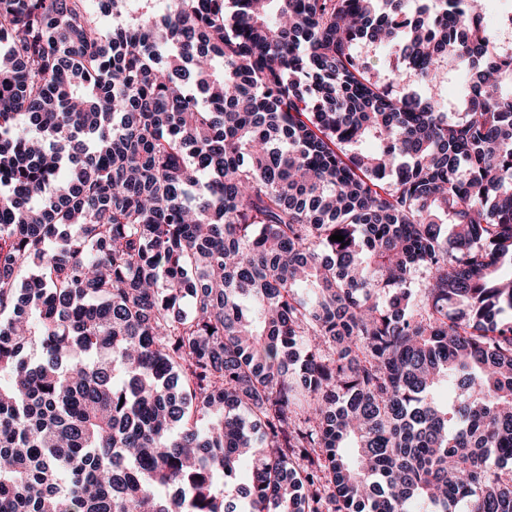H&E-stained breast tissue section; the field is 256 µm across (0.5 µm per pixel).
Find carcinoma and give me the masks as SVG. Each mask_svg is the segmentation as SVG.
<instances>
[{
	"mask_svg": "<svg viewBox=\"0 0 512 512\" xmlns=\"http://www.w3.org/2000/svg\"><path fill=\"white\" fill-rule=\"evenodd\" d=\"M126 2L0 0V512H512L478 0Z\"/></svg>",
	"mask_w": 512,
	"mask_h": 512,
	"instance_id": "carcinoma-1",
	"label": "carcinoma"
}]
</instances>
